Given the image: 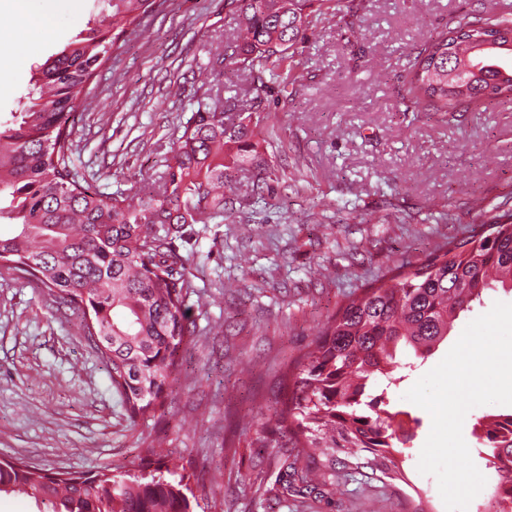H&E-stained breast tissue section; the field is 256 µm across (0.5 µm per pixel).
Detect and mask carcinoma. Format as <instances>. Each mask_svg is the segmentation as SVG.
<instances>
[{"mask_svg": "<svg viewBox=\"0 0 512 512\" xmlns=\"http://www.w3.org/2000/svg\"><path fill=\"white\" fill-rule=\"evenodd\" d=\"M94 24L36 66L28 103L0 122V262L28 275L80 314L129 419L154 414L177 370L176 354L195 334L185 299L189 269L169 263L175 240L195 224H224L274 191L285 177L251 141L253 114L224 125V103L205 94L172 142L148 189L112 196L81 183L69 120L116 31L136 25L157 0H101ZM313 0H242L238 35L224 61L246 74L255 104L276 84L295 82L283 63L299 53ZM512 18L476 14L415 48L407 71L416 112H461L477 101L512 100ZM381 280L344 303L289 368L278 423L295 441L278 485L329 495L336 475L405 481L397 445L413 436L384 408L381 380H394L402 346L425 359L460 313L499 289L512 293V209L486 236L439 246L427 264ZM473 434L488 466L512 485V412L482 417ZM183 481L156 469L49 475L0 461V493L26 495L49 512H190Z\"/></svg>", "mask_w": 512, "mask_h": 512, "instance_id": "1", "label": "carcinoma"}]
</instances>
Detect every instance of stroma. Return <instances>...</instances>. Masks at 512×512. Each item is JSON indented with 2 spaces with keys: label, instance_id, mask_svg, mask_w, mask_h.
Returning a JSON list of instances; mask_svg holds the SVG:
<instances>
[{
  "label": "stroma",
  "instance_id": "obj_1",
  "mask_svg": "<svg viewBox=\"0 0 512 512\" xmlns=\"http://www.w3.org/2000/svg\"><path fill=\"white\" fill-rule=\"evenodd\" d=\"M314 0L287 104L264 103L254 143L271 154L275 126L288 176L249 224H198L172 259L193 258L187 298L195 329L176 356L163 413L130 421L77 314L34 279L0 267V460L46 473L184 477L193 512H445L434 476L417 469L431 417L404 393L436 366L496 291L460 314L432 354L391 389L390 410L420 418L400 447L406 482L339 476L321 500L275 491L292 449L274 413L286 368L350 295L403 263L488 233L512 201V102L479 101L454 115L400 110L413 49L454 28L475 0ZM98 0H0V119L19 111L34 69L99 13ZM239 0H166L125 29L83 89L70 122L74 162L107 194H134L158 170L213 90L228 115L251 108L243 76L224 62Z\"/></svg>",
  "mask_w": 512,
  "mask_h": 512
}]
</instances>
